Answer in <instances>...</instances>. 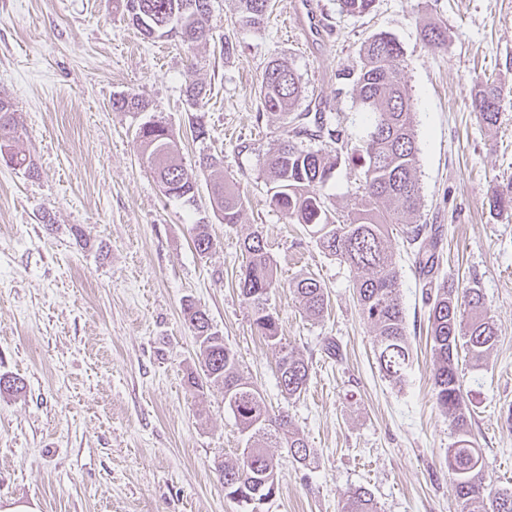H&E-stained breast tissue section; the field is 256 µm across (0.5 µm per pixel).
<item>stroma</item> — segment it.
Instances as JSON below:
<instances>
[{"instance_id":"obj_1","label":"stroma","mask_w":512,"mask_h":512,"mask_svg":"<svg viewBox=\"0 0 512 512\" xmlns=\"http://www.w3.org/2000/svg\"><path fill=\"white\" fill-rule=\"evenodd\" d=\"M211 11V37L189 48L174 37L142 38L116 0H0V95L17 110L15 147L35 165L29 173L0 156V375L23 386L0 393V512L18 504L34 512H240L217 466L237 457L244 438L221 387L186 381L198 367L183 314L189 300L314 450L302 466L273 449L281 489L262 512H339L361 486L378 512H456L445 462L454 435L433 397L424 278L402 225H391L388 245L412 362L396 386L375 363L355 271L267 195L264 160L286 130L282 116L260 107L268 63L287 61L302 85L297 111L331 114L353 145L366 125L341 75L380 31L404 51L421 219L440 236L434 278L481 288L499 329L487 366L464 360L460 372L487 480L512 487V210L491 205L512 189V98L489 127L471 95L487 80L512 87V0H376L355 17L338 0H271L257 28L236 24V0H211ZM430 23L447 27V47L425 45ZM190 72L210 91L198 109L184 93ZM127 94L147 111L113 109ZM195 120L205 139H195ZM148 121L169 127L186 166L203 154L222 158L216 178L246 199L240 223H221L207 183L192 205L163 195L136 144ZM200 223L214 242L204 256L192 242ZM78 227L88 246L77 245ZM255 232L277 268L271 304L280 333L310 366L296 400L281 394L278 353L253 328L238 288L243 241ZM309 273L330 298L316 319L291 288Z\"/></svg>"}]
</instances>
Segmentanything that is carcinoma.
<instances>
[{"label": "carcinoma", "instance_id": "cac0c4a2", "mask_svg": "<svg viewBox=\"0 0 512 512\" xmlns=\"http://www.w3.org/2000/svg\"><path fill=\"white\" fill-rule=\"evenodd\" d=\"M211 0H121L123 12L144 36H172L192 45L210 37ZM341 11L363 16L375 0H339ZM270 0H239L237 22L248 28L264 23ZM431 47L447 42L446 28L433 24L423 30ZM400 43L387 32H377L361 44L360 65L343 73L370 130L354 151L342 155L340 131L332 128L324 113L316 118L319 141L336 145L333 150L305 148L297 142L305 131L293 127L265 160L270 204L295 224L305 225L330 256L358 273L353 288L359 311L373 327V354L382 377L394 385L405 382L411 366V346L401 301L400 275L393 252L387 244L389 227L403 224V233L414 249L419 272L430 275L437 265L436 230L431 224H412L419 212L422 187L417 175L418 146L414 125V103L405 80ZM495 84L474 89L472 102L482 123L494 126L499 120L504 95L511 94ZM190 104L206 99L199 82H185ZM301 95L299 76L291 65L273 61L260 81L263 110L286 116ZM115 109L142 112L146 104L133 95L112 102ZM20 137L19 123L10 100L0 96V154L10 163L34 172L27 155L12 150ZM139 149L155 175L164 195L187 204L196 202L199 176L222 164L212 155L200 158L195 170L187 169L179 156L172 131L160 122L143 124L137 133ZM361 170V193L343 215L333 209L322 189L341 160ZM217 214L224 224H237L244 201L239 191L223 181L210 184ZM193 244L200 254L208 253L213 240L207 225L193 227ZM246 261L239 277L240 294L251 310L252 323L267 342L278 349L276 374L282 395L294 398L305 389L310 367L294 348L282 343L278 316L271 308L270 295L277 288V270L262 237L254 233L244 242ZM305 312L323 315L329 296L323 284L306 276L292 284ZM185 320L200 338V371L189 374L190 384L203 381L224 386V408L247 436L248 455H239L217 467L224 494L245 508L260 512L280 491L278 465L269 448H286L288 456L305 465L313 454L304 435L285 411L268 406L261 391L240 373L236 353L214 329L206 311L193 302L184 305ZM428 333L433 343V392L435 404L455 435L448 448V472L458 512H512V488L486 483L482 450L472 440L470 408L459 376V351L474 367L486 364L498 341V329L485 306L482 290H464L440 283L429 294ZM341 512H378L371 492L358 487L350 492Z\"/></svg>", "mask_w": 512, "mask_h": 512}]
</instances>
